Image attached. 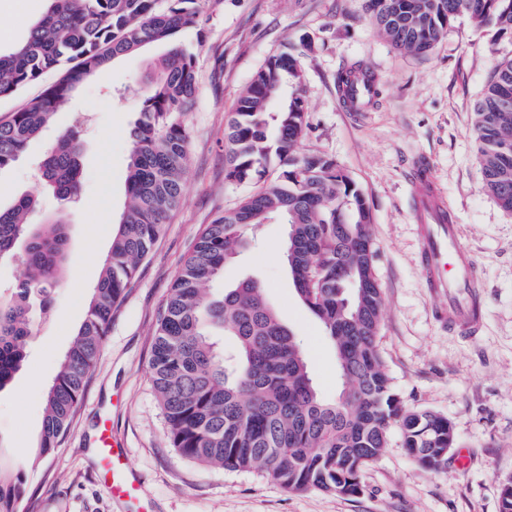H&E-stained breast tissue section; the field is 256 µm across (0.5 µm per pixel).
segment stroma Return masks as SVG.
<instances>
[{
  "mask_svg": "<svg viewBox=\"0 0 512 512\" xmlns=\"http://www.w3.org/2000/svg\"><path fill=\"white\" fill-rule=\"evenodd\" d=\"M364 0H205L197 27L179 36L197 65V99L187 116L189 157L184 205L140 264L92 372L69 431L51 455L38 457L44 395L86 316L112 233L127 201L128 132L143 89L165 46L150 45L81 84L19 159L0 170V206L40 196L30 217L63 213L70 263L53 294L51 318H36L25 362L0 390V464L23 468L34 512H127L97 478L99 423L141 477L151 512H499L501 484L512 478V213L484 188L473 134L474 106L512 40L460 15L434 50L394 48L365 13ZM44 0H0V49L23 40ZM308 126L302 152L333 158L366 198L372 216L375 272L382 289L379 349L406 405L451 421L456 445L438 473L421 467L391 431L367 465L354 497L292 493L261 475L198 465L171 448L149 363L170 286L206 224L248 195L224 178V125L237 97L264 60L300 47ZM363 63L382 82L377 101L350 111L336 91L342 67ZM80 129L82 177L76 201L42 193L39 168L62 136ZM430 164L461 227L486 290L485 328L465 340L433 319L436 301L423 286L410 177ZM287 225H262L259 244L224 266V286L245 277L265 288L281 318L301 338L318 392L334 399L341 383L336 355L299 300L281 244Z\"/></svg>",
  "mask_w": 512,
  "mask_h": 512,
  "instance_id": "35a3bbf8",
  "label": "stroma"
}]
</instances>
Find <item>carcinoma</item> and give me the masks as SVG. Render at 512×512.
<instances>
[{
  "instance_id": "1",
  "label": "carcinoma",
  "mask_w": 512,
  "mask_h": 512,
  "mask_svg": "<svg viewBox=\"0 0 512 512\" xmlns=\"http://www.w3.org/2000/svg\"><path fill=\"white\" fill-rule=\"evenodd\" d=\"M205 0H48L27 37L0 53V99L63 65L62 79L0 120V170L11 166L79 85L114 59L151 44L168 49L145 88L129 130L128 204L89 299L86 316L46 391L37 456L67 435L119 306L140 262L184 201L189 152L187 115L196 99L195 57L177 36L195 27ZM392 45L424 54L462 14L494 37L512 39V0H365ZM475 108L484 187L512 212V56L497 62ZM371 94L380 79L360 63L336 73L345 98L359 78ZM302 67L288 52L268 57L239 96L224 128L225 180L255 189L199 234L160 315L150 373L178 452L201 465L253 471L290 492H361L360 474L387 447L391 429L423 468L438 472L456 443L448 418L406 407L379 350L382 291L374 273L371 215L355 182L322 152L302 153L307 127ZM80 135L63 136L40 169L43 185L78 197ZM37 199L0 208V261L24 246L25 278L0 299V390L26 357L33 310L45 311L62 281L69 236L62 217L32 225ZM278 220L288 225L284 253L303 305L320 323L348 391L333 400L317 391L298 335L279 317L265 289L245 278L219 293L211 284L245 243ZM235 344L224 352L220 338ZM25 472L0 466V512H30Z\"/></svg>"
}]
</instances>
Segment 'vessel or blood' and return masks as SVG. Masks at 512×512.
I'll use <instances>...</instances> for the list:
<instances>
[{"label":"vessel or blood","instance_id":"b4317fda","mask_svg":"<svg viewBox=\"0 0 512 512\" xmlns=\"http://www.w3.org/2000/svg\"><path fill=\"white\" fill-rule=\"evenodd\" d=\"M413 201L424 285L432 294L448 298L447 305L436 310L435 318L464 335H475L485 320L483 284L476 274V259L461 242V228L430 166L416 170ZM98 453L100 474L110 484L113 496L139 502L140 480L116 444L110 423L101 427Z\"/></svg>","mask_w":512,"mask_h":512}]
</instances>
